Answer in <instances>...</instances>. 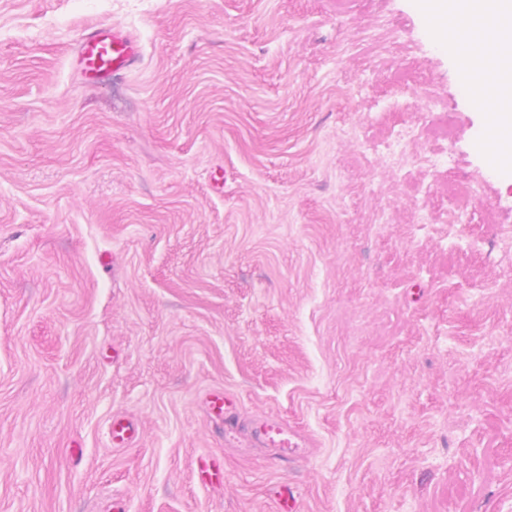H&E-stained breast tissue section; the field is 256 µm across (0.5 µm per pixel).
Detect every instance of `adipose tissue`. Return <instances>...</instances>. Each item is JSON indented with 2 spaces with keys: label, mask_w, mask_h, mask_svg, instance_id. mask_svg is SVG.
Segmentation results:
<instances>
[{
  "label": "adipose tissue",
  "mask_w": 512,
  "mask_h": 512,
  "mask_svg": "<svg viewBox=\"0 0 512 512\" xmlns=\"http://www.w3.org/2000/svg\"><path fill=\"white\" fill-rule=\"evenodd\" d=\"M440 46L460 60L474 102L487 108L480 148L504 169L512 167V113L492 112L490 83L512 86V0H414ZM499 25L491 44L481 39L488 22Z\"/></svg>",
  "instance_id": "obj_1"
}]
</instances>
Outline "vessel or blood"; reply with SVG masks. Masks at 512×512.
Here are the masks:
<instances>
[{
  "instance_id": "vessel-or-blood-1",
  "label": "vessel or blood",
  "mask_w": 512,
  "mask_h": 512,
  "mask_svg": "<svg viewBox=\"0 0 512 512\" xmlns=\"http://www.w3.org/2000/svg\"><path fill=\"white\" fill-rule=\"evenodd\" d=\"M77 56L84 77L88 81L98 82L133 66L140 56V47L137 40L121 27H93L82 35L77 46ZM208 405L213 415L223 418L225 431L233 432L237 422V407L230 395L221 390L211 392ZM138 433V426L134 422L123 417L113 418V446H129L136 441ZM251 435L256 447L277 449L282 462H289L301 453L296 430L283 422L258 420L251 429ZM195 475L204 487L223 486V458L213 454L198 456L195 460Z\"/></svg>"
}]
</instances>
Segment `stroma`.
I'll return each mask as SVG.
<instances>
[{
	"label": "stroma",
	"instance_id": "stroma-1",
	"mask_svg": "<svg viewBox=\"0 0 512 512\" xmlns=\"http://www.w3.org/2000/svg\"><path fill=\"white\" fill-rule=\"evenodd\" d=\"M458 68L412 0H0V512H512V170ZM77 56L84 77L98 82L133 66L140 56V47L121 27L94 26L82 35ZM208 405L213 415L224 417L226 433H232L237 423V407L230 395L222 390L213 391L209 394ZM112 445L115 447H126L136 441L139 429L137 424L123 418H112ZM251 435L257 448H276L278 459L288 463L301 454V445L296 441L297 432L281 421L261 419L255 422ZM195 475L198 482L207 488L224 486V460L221 456L206 454L195 460Z\"/></svg>",
	"mask_w": 512,
	"mask_h": 512
}]
</instances>
